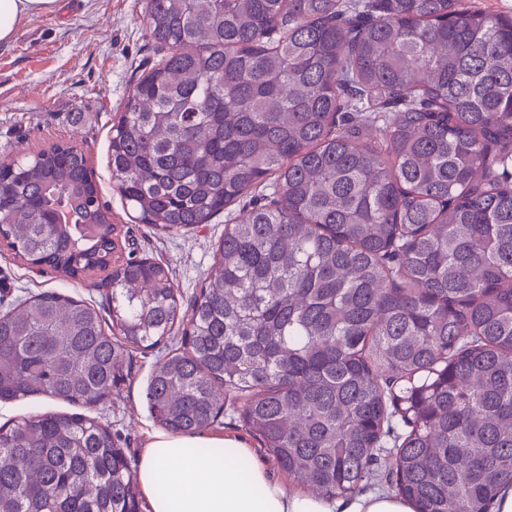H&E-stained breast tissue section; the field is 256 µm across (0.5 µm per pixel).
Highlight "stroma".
<instances>
[{
	"label": "stroma",
	"instance_id": "obj_1",
	"mask_svg": "<svg viewBox=\"0 0 512 512\" xmlns=\"http://www.w3.org/2000/svg\"><path fill=\"white\" fill-rule=\"evenodd\" d=\"M157 53L147 31L145 0H58L54 13L26 19L14 41L0 43V164L56 144L75 146L112 214L113 266L141 257L161 260L188 301L213 264L226 214L196 228L158 234L134 220L108 170L112 118ZM110 276V269L96 270L69 281L51 268L28 267L0 241V309L17 297L56 289L104 312ZM158 356L155 349L125 352L110 400L87 410L109 425L133 460L159 429L146 399Z\"/></svg>",
	"mask_w": 512,
	"mask_h": 512
}]
</instances>
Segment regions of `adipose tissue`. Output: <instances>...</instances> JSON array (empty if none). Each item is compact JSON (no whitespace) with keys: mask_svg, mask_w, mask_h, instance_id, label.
Masks as SVG:
<instances>
[{"mask_svg":"<svg viewBox=\"0 0 512 512\" xmlns=\"http://www.w3.org/2000/svg\"><path fill=\"white\" fill-rule=\"evenodd\" d=\"M56 9L57 0H0V43L15 40L28 16ZM238 457L249 462L247 478L233 466ZM135 477L150 512H416L411 500L386 492L330 500L289 488L235 436L156 433Z\"/></svg>","mask_w":512,"mask_h":512,"instance_id":"adipose-tissue-1","label":"adipose tissue"}]
</instances>
